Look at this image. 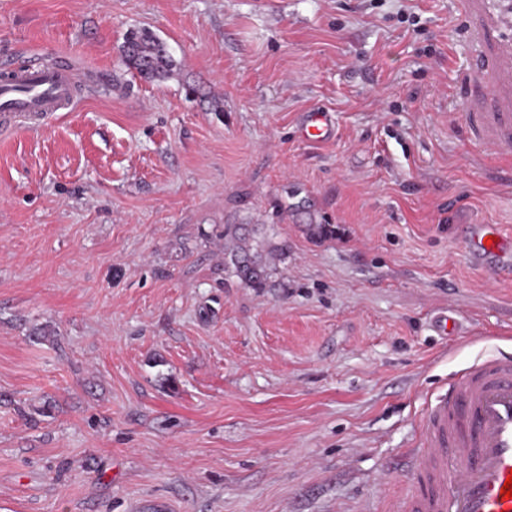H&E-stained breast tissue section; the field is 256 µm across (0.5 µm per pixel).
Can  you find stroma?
Here are the masks:
<instances>
[{
    "instance_id": "35a3bbf8",
    "label": "stroma",
    "mask_w": 512,
    "mask_h": 512,
    "mask_svg": "<svg viewBox=\"0 0 512 512\" xmlns=\"http://www.w3.org/2000/svg\"><path fill=\"white\" fill-rule=\"evenodd\" d=\"M492 8L0 0V66L97 85L0 130V512H395L431 394L512 351V282L461 235L512 236V155L470 123ZM143 27L164 80L121 62ZM228 224L285 246L267 288L225 272ZM300 128L306 140L327 141L334 136V123L328 112L313 111L302 115Z\"/></svg>"
}]
</instances>
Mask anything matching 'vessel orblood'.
I'll list each match as a JSON object with an SVG mask.
<instances>
[{
    "label": "vessel or blood",
    "instance_id": "1",
    "mask_svg": "<svg viewBox=\"0 0 512 512\" xmlns=\"http://www.w3.org/2000/svg\"><path fill=\"white\" fill-rule=\"evenodd\" d=\"M495 36L492 75H512V0L487 17L478 39ZM78 77L72 69L0 68V126L20 116L41 121L74 109ZM494 111L491 148L512 151V109L495 93L485 95ZM304 139L334 136L329 113H304ZM469 263L496 280L512 281V240L497 225H472L466 237ZM410 474L397 512H512L502 489L512 475V353L500 351L456 374L429 404Z\"/></svg>",
    "mask_w": 512,
    "mask_h": 512
}]
</instances>
